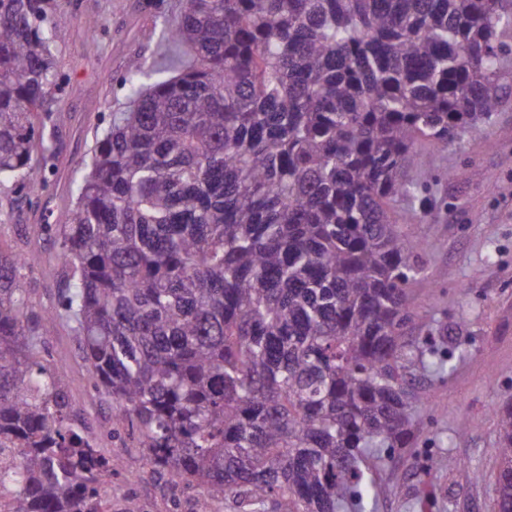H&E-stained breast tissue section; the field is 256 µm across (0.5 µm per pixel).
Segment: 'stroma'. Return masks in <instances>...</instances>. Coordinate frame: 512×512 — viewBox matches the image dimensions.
I'll return each mask as SVG.
<instances>
[{"label":"stroma","instance_id":"1","mask_svg":"<svg viewBox=\"0 0 512 512\" xmlns=\"http://www.w3.org/2000/svg\"><path fill=\"white\" fill-rule=\"evenodd\" d=\"M68 22L55 33L58 83L54 111L63 115L53 174L38 198L18 184L0 186V243L16 251H38L43 265L26 271L21 285L36 308L58 306L63 286L52 256L54 236L44 224L66 223L76 201L74 172L88 161L96 129L129 107L122 80L141 59L168 65L167 31L180 17L182 0H58ZM97 19V36L84 32ZM506 62L498 77L500 105L477 135H463L448 147H424L438 173L419 199L397 201V213L414 211L405 223L427 279L413 284L419 313L448 332L453 371L438 378L416 374L424 407L410 447L372 465L384 492L376 512H495L498 495V431L493 409L512 402V34L504 35ZM47 368L64 372L79 423L97 434L102 455L112 460L103 484L107 512H230L228 502L204 499L159 478L136 444L129 425L113 434L111 401L92 388L79 345L65 326L44 336ZM467 435L456 439L459 423ZM443 455L456 467L427 466L428 455Z\"/></svg>","mask_w":512,"mask_h":512}]
</instances>
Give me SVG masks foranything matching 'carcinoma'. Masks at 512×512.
<instances>
[{"label": "carcinoma", "instance_id": "carcinoma-1", "mask_svg": "<svg viewBox=\"0 0 512 512\" xmlns=\"http://www.w3.org/2000/svg\"><path fill=\"white\" fill-rule=\"evenodd\" d=\"M55 0H0V184L35 192L58 125ZM512 0H184L171 65L129 66L56 229L61 310L154 470L234 512H375L453 355L407 339L423 268L394 203L420 145L497 111ZM151 83H143L144 77ZM0 247V512H106L112 460L38 360L57 314ZM496 512H512V407Z\"/></svg>", "mask_w": 512, "mask_h": 512}]
</instances>
